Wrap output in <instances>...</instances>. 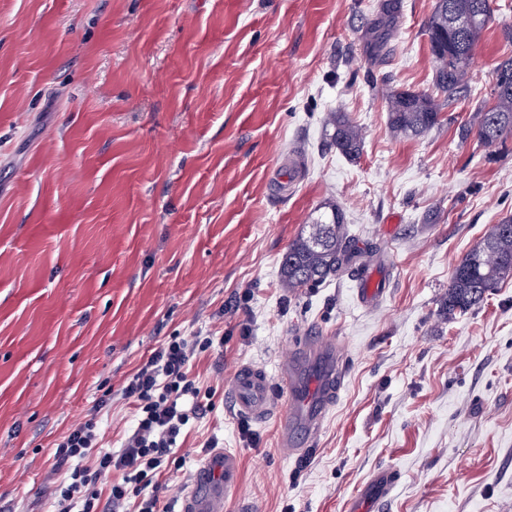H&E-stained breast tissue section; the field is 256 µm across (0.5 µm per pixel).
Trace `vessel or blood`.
Masks as SVG:
<instances>
[{
  "mask_svg": "<svg viewBox=\"0 0 512 512\" xmlns=\"http://www.w3.org/2000/svg\"><path fill=\"white\" fill-rule=\"evenodd\" d=\"M345 377L344 362L335 343L305 336L281 368V385L273 387L264 370L239 367L226 393L236 416L259 421L277 414L279 446L289 456H299L318 435L328 409ZM240 460L229 451L206 458L196 472L192 490L184 498L183 512H224L240 482ZM397 483L389 469L379 471L354 498L350 512H365L368 505L383 502Z\"/></svg>",
  "mask_w": 512,
  "mask_h": 512,
  "instance_id": "b4317fda",
  "label": "vessel or blood"
}]
</instances>
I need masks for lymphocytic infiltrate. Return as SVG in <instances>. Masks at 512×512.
Segmentation results:
<instances>
[{"label":"lymphocytic infiltrate","mask_w":512,"mask_h":512,"mask_svg":"<svg viewBox=\"0 0 512 512\" xmlns=\"http://www.w3.org/2000/svg\"><path fill=\"white\" fill-rule=\"evenodd\" d=\"M211 336H172L141 364L124 387L135 409L134 425L118 450L103 448L97 411L68 430L55 446L51 512H175L162 496L159 476L201 405L191 375L193 360L214 346ZM118 473L110 486L107 474Z\"/></svg>","instance_id":"lymphocytic-infiltrate-1"}]
</instances>
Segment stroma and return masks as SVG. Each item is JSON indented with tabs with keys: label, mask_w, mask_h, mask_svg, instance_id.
I'll list each match as a JSON object with an SVG mask.
<instances>
[{
	"label": "stroma",
	"mask_w": 512,
	"mask_h": 512,
	"mask_svg": "<svg viewBox=\"0 0 512 512\" xmlns=\"http://www.w3.org/2000/svg\"><path fill=\"white\" fill-rule=\"evenodd\" d=\"M0 0V512H47L55 443L100 407L103 443L134 419L122 389L170 336H220L191 374L210 409L175 450L183 497L203 446L238 451L227 512H348L381 468V512H512V279L448 317L456 266L512 215V137L460 140L488 98L512 0H493L457 101L435 86V0ZM431 95L452 122L402 138L386 95ZM362 131L357 158L325 136ZM340 207L381 279L287 292L280 264ZM344 353L316 441L282 453L277 418L237 417L244 364L278 378L296 340ZM326 136L331 145L336 146L342 154L356 158L362 146V134L344 112H331L325 122Z\"/></svg>",
	"instance_id": "1"
}]
</instances>
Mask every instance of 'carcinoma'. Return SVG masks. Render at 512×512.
I'll list each match as a JSON object with an SVG mask.
<instances>
[{
    "instance_id": "cac0c4a2",
    "label": "carcinoma",
    "mask_w": 512,
    "mask_h": 512,
    "mask_svg": "<svg viewBox=\"0 0 512 512\" xmlns=\"http://www.w3.org/2000/svg\"><path fill=\"white\" fill-rule=\"evenodd\" d=\"M492 17L490 0H436L427 26L430 52L437 63L436 83L457 100L467 67ZM490 103L475 112V125L460 126L461 138L477 132L493 145L512 136V57L492 71ZM390 128L401 137L422 135L441 123V105L425 94L391 91L387 95ZM329 142L342 154H360L362 134L344 112H331L325 122ZM303 226L288 247L281 266V286L289 291L321 283L359 255L347 235L345 216L335 206ZM512 278V217L493 225L455 268L448 286V317L483 302L487 294Z\"/></svg>"
}]
</instances>
